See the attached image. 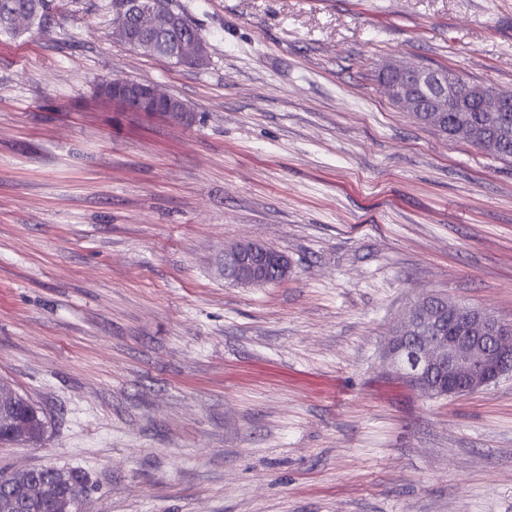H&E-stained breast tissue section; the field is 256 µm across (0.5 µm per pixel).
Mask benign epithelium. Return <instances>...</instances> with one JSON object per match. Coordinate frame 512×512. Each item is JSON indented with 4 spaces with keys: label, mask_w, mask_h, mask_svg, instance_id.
<instances>
[{
    "label": "benign epithelium",
    "mask_w": 512,
    "mask_h": 512,
    "mask_svg": "<svg viewBox=\"0 0 512 512\" xmlns=\"http://www.w3.org/2000/svg\"><path fill=\"white\" fill-rule=\"evenodd\" d=\"M384 87L393 102L409 112H447L452 96L448 76L435 73L434 85L439 91L423 102L422 90L415 78L424 72L421 65L392 59L380 67ZM475 99L485 112H509L512 107L506 95L473 88ZM99 97L119 104L127 112L166 114L169 109L159 106L158 95L150 85L125 81L103 86ZM272 251L256 242H239L224 248V279L240 285L255 286L266 282L267 262ZM435 321L432 306L427 301L409 309L401 325H430ZM388 374L412 387L425 397L454 398L474 393L496 383L512 364V322L494 313L471 308L457 322L456 330L448 336H431L416 340L393 331L387 337L382 354ZM444 369L447 381L436 385L422 378L428 370Z\"/></svg>",
    "instance_id": "obj_1"
}]
</instances>
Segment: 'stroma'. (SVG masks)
Segmentation results:
<instances>
[{
  "mask_svg": "<svg viewBox=\"0 0 512 512\" xmlns=\"http://www.w3.org/2000/svg\"><path fill=\"white\" fill-rule=\"evenodd\" d=\"M177 2L202 66L113 40L112 0L0 36V379L47 421L0 468L83 471L80 512H512V374L431 399L382 361L430 294L512 320V160L375 78L512 90V0ZM239 241L287 278L225 281ZM99 97L119 104L127 112H170L169 108L159 107L158 95L151 85L114 82L104 85Z\"/></svg>",
  "mask_w": 512,
  "mask_h": 512,
  "instance_id": "35a3bbf8",
  "label": "stroma"
}]
</instances>
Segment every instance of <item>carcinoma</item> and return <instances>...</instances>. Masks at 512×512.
Listing matches in <instances>:
<instances>
[{"label":"carcinoma","mask_w":512,"mask_h":512,"mask_svg":"<svg viewBox=\"0 0 512 512\" xmlns=\"http://www.w3.org/2000/svg\"><path fill=\"white\" fill-rule=\"evenodd\" d=\"M126 2L112 0L113 26L126 23L130 29L140 32L144 37L141 50L145 55L167 60L176 43L190 42L192 38L202 36L196 27L183 33L164 29L165 15L185 17L184 11L174 4V0H154L153 5L141 9L130 6L123 13L121 8ZM49 8L50 0H0V34L15 38L23 36L33 26L46 21ZM171 63L191 65L193 61L182 54ZM448 80L453 87L452 103L462 107L467 114L470 142L497 159H512V119L498 123L493 119V113L481 111L478 103L470 98L472 84L464 81L456 71L448 70ZM415 117L439 134L452 136L459 113H443V123L440 125L436 124L432 112H418ZM20 397L21 394L9 384L0 382V405L12 410L27 427L24 436H11L0 431V442L3 444L34 443L44 435V416L32 402H23ZM19 477L27 481L33 490V497L28 501L11 498L6 489L7 483ZM66 501L70 502L69 512H78V501L66 497V490L54 483L49 469H32L23 475L0 471V512H59L60 504Z\"/></svg>","instance_id":"carcinoma-1"}]
</instances>
